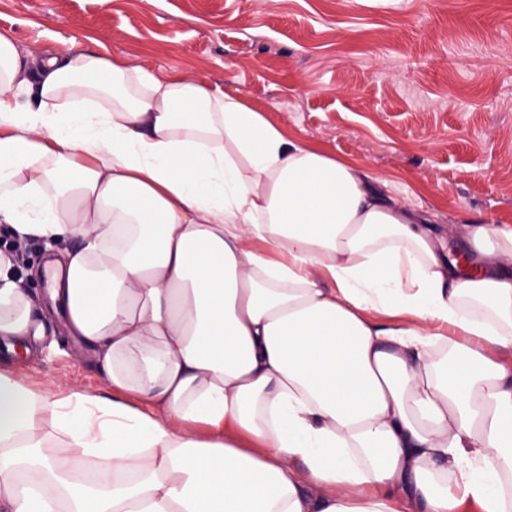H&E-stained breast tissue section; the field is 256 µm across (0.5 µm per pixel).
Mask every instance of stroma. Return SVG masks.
I'll return each mask as SVG.
<instances>
[{"label": "stroma", "instance_id": "35a3bbf8", "mask_svg": "<svg viewBox=\"0 0 512 512\" xmlns=\"http://www.w3.org/2000/svg\"><path fill=\"white\" fill-rule=\"evenodd\" d=\"M24 54L78 49L206 80L290 139L364 169L437 216L451 248L477 219L512 225V0H0ZM23 287L48 253L0 224ZM16 366L42 389L105 378L49 313Z\"/></svg>", "mask_w": 512, "mask_h": 512}]
</instances>
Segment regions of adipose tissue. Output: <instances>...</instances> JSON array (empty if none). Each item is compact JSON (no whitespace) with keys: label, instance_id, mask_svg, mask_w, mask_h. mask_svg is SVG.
Wrapping results in <instances>:
<instances>
[{"label":"adipose tissue","instance_id":"adipose-tissue-1","mask_svg":"<svg viewBox=\"0 0 512 512\" xmlns=\"http://www.w3.org/2000/svg\"><path fill=\"white\" fill-rule=\"evenodd\" d=\"M0 224L73 241L46 305L107 383L15 374L45 325L0 249V512H512V225L461 272L219 87L1 30Z\"/></svg>","mask_w":512,"mask_h":512}]
</instances>
